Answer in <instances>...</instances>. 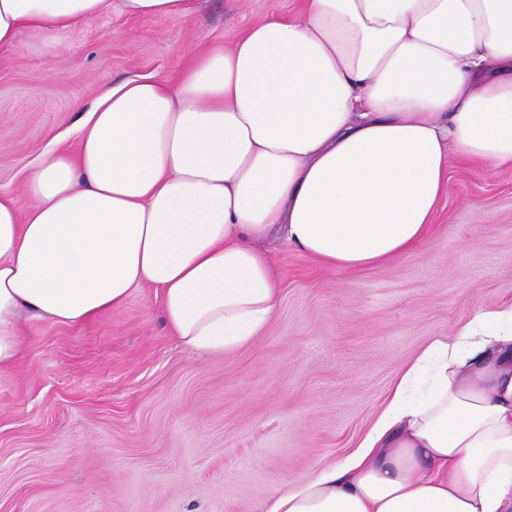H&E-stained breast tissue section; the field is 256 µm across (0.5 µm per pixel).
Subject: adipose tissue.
Returning a JSON list of instances; mask_svg holds the SVG:
<instances>
[{
    "mask_svg": "<svg viewBox=\"0 0 512 512\" xmlns=\"http://www.w3.org/2000/svg\"><path fill=\"white\" fill-rule=\"evenodd\" d=\"M195 0H0V48L110 12ZM0 194V375L26 321L78 325L160 290L200 357L269 324L277 235L328 269L423 241L450 154L512 163V0H305L200 52L178 88L131 79ZM267 512H512V306L434 340L359 448L284 484Z\"/></svg>",
    "mask_w": 512,
    "mask_h": 512,
    "instance_id": "1",
    "label": "adipose tissue"
}]
</instances>
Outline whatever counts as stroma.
Returning <instances> with one entry per match:
<instances>
[{
  "mask_svg": "<svg viewBox=\"0 0 512 512\" xmlns=\"http://www.w3.org/2000/svg\"><path fill=\"white\" fill-rule=\"evenodd\" d=\"M303 0H197L187 17L111 13L0 49V192L129 78L177 85L202 49ZM428 237L378 268L329 270L268 242L280 299L239 351L200 359L135 291L78 326L29 325L0 377V512H262L284 482L354 451L409 364L512 306V165L458 157Z\"/></svg>",
  "mask_w": 512,
  "mask_h": 512,
  "instance_id": "1",
  "label": "stroma"
}]
</instances>
